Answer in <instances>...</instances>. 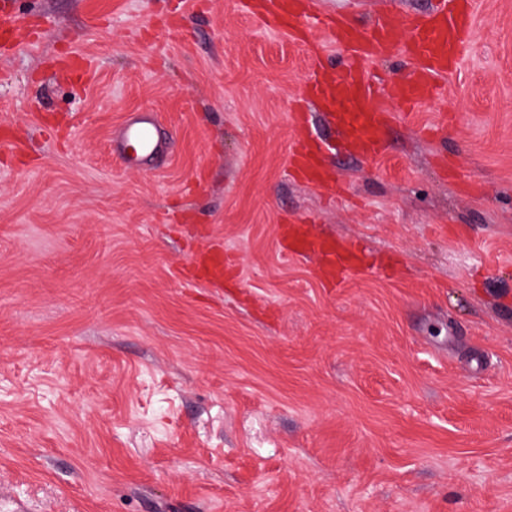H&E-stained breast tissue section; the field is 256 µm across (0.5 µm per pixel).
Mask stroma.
Wrapping results in <instances>:
<instances>
[{"mask_svg": "<svg viewBox=\"0 0 512 512\" xmlns=\"http://www.w3.org/2000/svg\"><path fill=\"white\" fill-rule=\"evenodd\" d=\"M9 4L51 23L0 53V512H512V0H475L469 55L393 106L381 156L327 157L335 200L286 173L325 35L237 0ZM146 110L168 150L129 171L112 143ZM285 213L394 274L327 285ZM206 242L242 289L180 279Z\"/></svg>", "mask_w": 512, "mask_h": 512, "instance_id": "obj_1", "label": "stroma"}]
</instances>
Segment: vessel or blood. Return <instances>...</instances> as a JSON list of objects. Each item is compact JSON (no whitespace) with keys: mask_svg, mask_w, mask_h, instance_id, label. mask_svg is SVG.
Here are the masks:
<instances>
[{"mask_svg":"<svg viewBox=\"0 0 512 512\" xmlns=\"http://www.w3.org/2000/svg\"><path fill=\"white\" fill-rule=\"evenodd\" d=\"M246 13L264 24L289 34L325 32L344 62L342 69L315 64L299 108L293 115L295 138L288 152L289 173L302 183L320 187L330 180L321 160V148L304 132L313 120V108L326 110L344 145L364 158L375 159L384 150L383 130L388 106L396 100L409 106L436 94L442 78L453 73L475 36L474 0H435L425 16L406 15L395 8L379 13L368 25L356 27L343 16L320 10L316 0H242ZM34 31L25 18L9 6L0 7V44L12 51L33 42ZM400 57L411 69L407 79L381 90L366 69L384 57ZM120 143L128 147L130 168L146 171L164 152L153 113L145 111L130 118L121 128ZM284 236L301 255L320 258V274L335 282L346 274L373 267V260L337 245L328 237H309L294 227L291 216L281 219ZM233 267L223 250L208 248L197 253L185 275L188 282L220 283L232 275Z\"/></svg>","mask_w":512,"mask_h":512,"instance_id":"obj_1","label":"vessel or blood"}]
</instances>
